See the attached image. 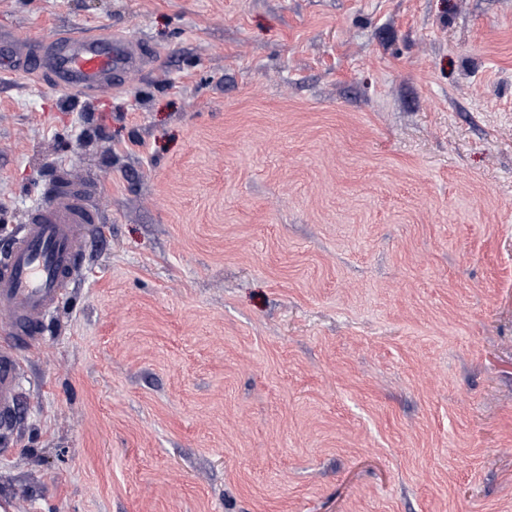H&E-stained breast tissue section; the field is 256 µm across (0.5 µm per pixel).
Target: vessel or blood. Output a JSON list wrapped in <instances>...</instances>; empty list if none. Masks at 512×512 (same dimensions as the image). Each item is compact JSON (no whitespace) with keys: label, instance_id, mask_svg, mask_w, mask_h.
Wrapping results in <instances>:
<instances>
[{"label":"vessel or blood","instance_id":"obj_1","mask_svg":"<svg viewBox=\"0 0 512 512\" xmlns=\"http://www.w3.org/2000/svg\"><path fill=\"white\" fill-rule=\"evenodd\" d=\"M148 58L141 44L109 38L94 29L60 32L36 43L15 45L0 57V72L35 70L56 88L89 98L111 93ZM85 194L51 187L0 254V418L10 419L19 398V348L34 346L46 317L72 279L90 224L96 223Z\"/></svg>","mask_w":512,"mask_h":512}]
</instances>
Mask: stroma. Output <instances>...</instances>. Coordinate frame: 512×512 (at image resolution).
<instances>
[{"label": "stroma", "instance_id": "obj_1", "mask_svg": "<svg viewBox=\"0 0 512 512\" xmlns=\"http://www.w3.org/2000/svg\"><path fill=\"white\" fill-rule=\"evenodd\" d=\"M153 59L0 79V225L101 232L21 349L10 512H512V0H0Z\"/></svg>", "mask_w": 512, "mask_h": 512}]
</instances>
